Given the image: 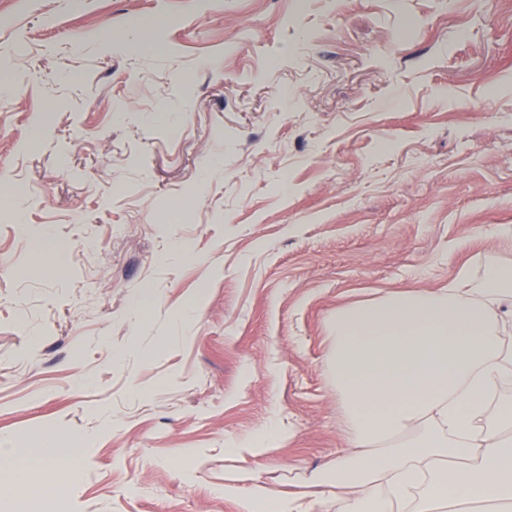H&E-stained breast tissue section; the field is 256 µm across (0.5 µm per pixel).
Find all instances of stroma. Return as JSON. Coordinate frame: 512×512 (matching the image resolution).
Here are the masks:
<instances>
[{
	"label": "stroma",
	"instance_id": "1",
	"mask_svg": "<svg viewBox=\"0 0 512 512\" xmlns=\"http://www.w3.org/2000/svg\"><path fill=\"white\" fill-rule=\"evenodd\" d=\"M0 76V445L80 451L0 512L300 491L337 309L512 261V0H0Z\"/></svg>",
	"mask_w": 512,
	"mask_h": 512
}]
</instances>
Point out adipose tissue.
I'll list each match as a JSON object with an SVG mask.
<instances>
[{
	"label": "adipose tissue",
	"mask_w": 512,
	"mask_h": 512,
	"mask_svg": "<svg viewBox=\"0 0 512 512\" xmlns=\"http://www.w3.org/2000/svg\"><path fill=\"white\" fill-rule=\"evenodd\" d=\"M512 264L448 287L356 302L333 320V377L352 450L328 467L340 512H512ZM71 449L0 448V498L72 479ZM239 512H314L317 498L238 492Z\"/></svg>",
	"instance_id": "1"
}]
</instances>
